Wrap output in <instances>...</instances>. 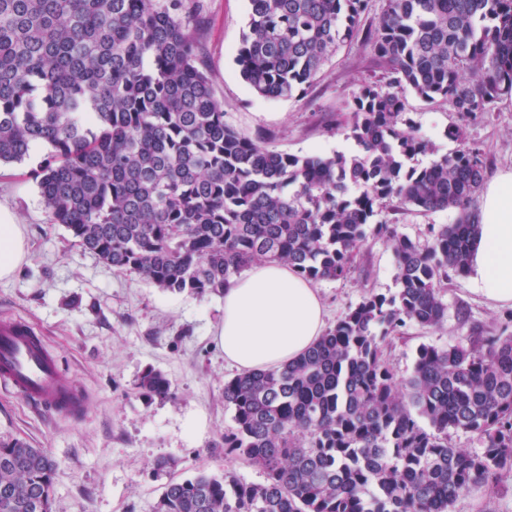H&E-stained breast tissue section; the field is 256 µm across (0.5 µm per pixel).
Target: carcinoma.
<instances>
[{
  "label": "carcinoma",
  "mask_w": 512,
  "mask_h": 512,
  "mask_svg": "<svg viewBox=\"0 0 512 512\" xmlns=\"http://www.w3.org/2000/svg\"><path fill=\"white\" fill-rule=\"evenodd\" d=\"M372 2L249 0L236 61L260 96L304 90L347 42L370 50L375 80L342 123L356 150L298 156L224 120L201 0H0V166L45 147L32 172L45 209L104 264L204 298L261 261L345 280L371 237L394 257V295L365 291L299 359L224 381V455L264 480L171 479L152 512H453L505 492L512 323L419 345L401 382L386 350L447 319L443 284L469 273L486 172L478 148L436 154L404 94L468 118L511 97L512 0H383L366 25ZM388 204L457 218L421 243L373 222ZM137 387L163 398L171 383L149 369ZM458 433L481 448L455 447ZM54 474L42 449L1 440L0 512H52Z\"/></svg>",
  "instance_id": "carcinoma-1"
}]
</instances>
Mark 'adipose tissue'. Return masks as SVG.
Segmentation results:
<instances>
[{
    "mask_svg": "<svg viewBox=\"0 0 512 512\" xmlns=\"http://www.w3.org/2000/svg\"><path fill=\"white\" fill-rule=\"evenodd\" d=\"M481 236L470 290L487 303L512 306V169L484 188L478 212ZM22 224L0 206V281L28 261ZM224 318L216 338L229 366L241 373L281 367L301 357L326 330L318 288L288 265L263 262L235 277L223 295Z\"/></svg>",
    "mask_w": 512,
    "mask_h": 512,
    "instance_id": "ef3b65f1",
    "label": "adipose tissue"
}]
</instances>
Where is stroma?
Masks as SVG:
<instances>
[{"instance_id": "35a3bbf8", "label": "stroma", "mask_w": 512, "mask_h": 512, "mask_svg": "<svg viewBox=\"0 0 512 512\" xmlns=\"http://www.w3.org/2000/svg\"><path fill=\"white\" fill-rule=\"evenodd\" d=\"M206 24L202 52L224 119L251 137L273 135L276 149L295 155L352 152L354 144L337 129L350 102L371 80L369 51L360 43L344 47L312 86L289 98L255 94L242 80L237 49L247 30L248 0H203ZM406 112L439 153L457 149L447 136L463 126L468 145L483 150L487 176L512 167V97L493 112L471 120L443 102L405 95ZM45 155L36 150L24 163L0 168V204L26 228L29 262L14 278L0 282V317L21 316L38 326L49 350L84 397L78 417L48 413L0 389V439L17 438L44 449L56 465L53 512H151L169 479L223 474L232 468L258 483L260 470L226 457L224 431L232 413L224 407V382L234 376L224 362L215 328L224 315L221 297L171 293L136 274L100 262L52 223L30 173ZM455 211L378 212L376 219L399 233L425 239L431 224H450ZM358 269L344 281L319 282L327 322L335 324L371 286L396 291L390 248L369 241ZM370 279H363V272ZM448 319L437 330L408 329L389 360L398 379L413 368L418 346L443 344L467 335L471 326L512 316L468 289L467 278L446 283ZM171 382L166 399L140 394L136 384L147 369ZM167 461L165 469L156 464Z\"/></svg>"}]
</instances>
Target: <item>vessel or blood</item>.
Wrapping results in <instances>:
<instances>
[{
  "instance_id": "1",
  "label": "vessel or blood",
  "mask_w": 512,
  "mask_h": 512,
  "mask_svg": "<svg viewBox=\"0 0 512 512\" xmlns=\"http://www.w3.org/2000/svg\"><path fill=\"white\" fill-rule=\"evenodd\" d=\"M0 388L48 412L76 413L82 400L44 339L27 322L0 319Z\"/></svg>"
}]
</instances>
